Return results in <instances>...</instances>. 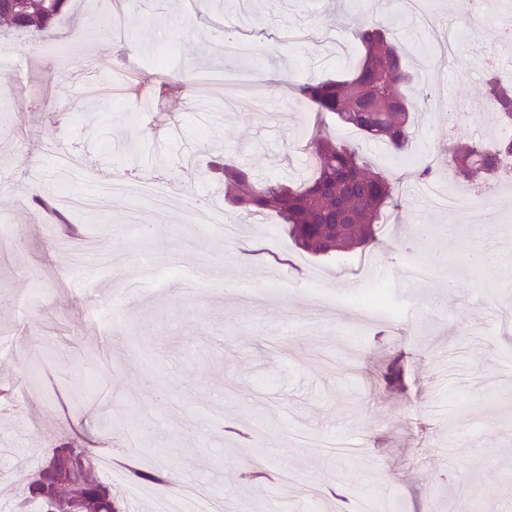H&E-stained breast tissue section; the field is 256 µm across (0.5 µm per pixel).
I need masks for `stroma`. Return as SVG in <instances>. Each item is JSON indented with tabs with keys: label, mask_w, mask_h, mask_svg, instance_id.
Wrapping results in <instances>:
<instances>
[{
	"label": "stroma",
	"mask_w": 512,
	"mask_h": 512,
	"mask_svg": "<svg viewBox=\"0 0 512 512\" xmlns=\"http://www.w3.org/2000/svg\"><path fill=\"white\" fill-rule=\"evenodd\" d=\"M207 2L200 14L194 0L151 14L111 0L125 31L114 51L93 0H71L55 33L77 39L98 81L110 84L124 53L138 60L126 96L107 108L84 98L66 47L43 61L27 53L44 34L12 44L17 69L0 77V126L17 136L0 145V336L11 339L0 355V446L25 471L85 442L117 469L122 422L136 417L157 426L136 451L140 464L223 497L226 512H271L282 494L289 512H345L364 495L384 512H512V332L499 320L512 310V281L476 280L451 260L419 284L398 274L439 246L449 257L493 251L512 266V212L486 228L483 201L433 210L408 177L493 127L483 64L512 67L499 41L512 0H484L475 14L439 0L441 26L458 34L452 60L416 24L397 31L415 73H440L464 117L419 112L402 154L326 118L336 143L407 176L379 246L328 259L296 248L271 216L239 218L230 241L213 231L228 212L215 164L244 163L270 181L308 172L315 113L299 85L351 69L361 53L352 29L402 12V2ZM228 35L250 40L267 103L227 101L219 82L203 97L185 84L196 70L237 69L234 58L208 57ZM59 152L81 174L73 192L138 180L159 183L166 198L111 197L102 211H71L76 228L63 234L35 207L60 191ZM189 195L202 203L201 223L185 220ZM139 208L156 210L150 228L128 223ZM419 224L473 235L463 246L444 234L421 240ZM61 241L101 264L88 289L65 272ZM376 277L412 305L358 307ZM255 465L274 481L240 480Z\"/></svg>",
	"instance_id": "35a3bbf8"
}]
</instances>
